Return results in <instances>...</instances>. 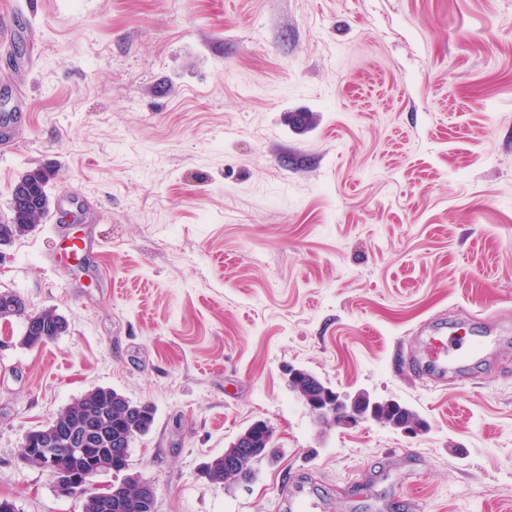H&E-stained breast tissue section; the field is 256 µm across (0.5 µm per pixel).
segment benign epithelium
<instances>
[{"label":"benign epithelium","instance_id":"1","mask_svg":"<svg viewBox=\"0 0 512 512\" xmlns=\"http://www.w3.org/2000/svg\"><path fill=\"white\" fill-rule=\"evenodd\" d=\"M301 403L315 421L323 424L355 427L374 419L372 412L357 413L352 398L337 391L323 405H313L305 399ZM24 445L29 458L39 462L40 468L52 477L55 491L61 497H70L87 484L94 488L101 472L126 466V459L112 457V429L105 425L51 437L27 436Z\"/></svg>","mask_w":512,"mask_h":512}]
</instances>
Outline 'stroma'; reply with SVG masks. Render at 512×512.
Instances as JSON below:
<instances>
[{
    "label": "stroma",
    "mask_w": 512,
    "mask_h": 512,
    "mask_svg": "<svg viewBox=\"0 0 512 512\" xmlns=\"http://www.w3.org/2000/svg\"><path fill=\"white\" fill-rule=\"evenodd\" d=\"M0 221L50 174L48 217L0 249V498L83 512L18 458L88 390L155 408L129 471L155 512H512V0H0ZM88 240L65 256L70 233ZM492 330L461 375L409 374L435 322ZM411 406L417 436L320 426L288 366ZM250 490L203 462L255 420ZM19 317L24 319L22 344L34 348L35 341L41 336L53 338L60 336L68 327L66 319L53 309L39 312H27L24 300L16 293L0 291V319ZM53 339H46V344ZM35 343V344H34ZM42 344V345H43ZM281 495L289 512H316L318 509L317 500L301 481L286 486Z\"/></svg>",
    "instance_id": "1"
}]
</instances>
